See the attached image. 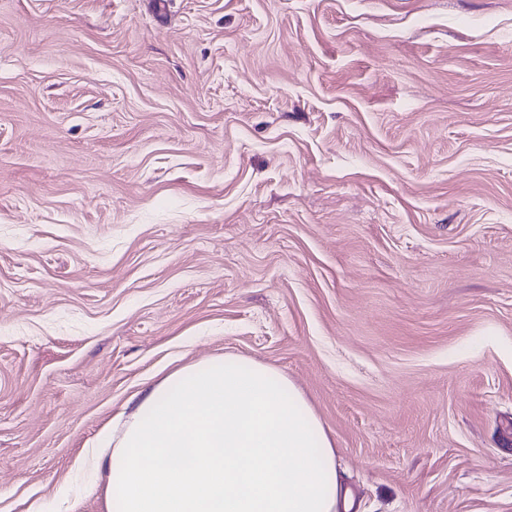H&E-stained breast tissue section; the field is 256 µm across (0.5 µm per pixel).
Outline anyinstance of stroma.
<instances>
[{
	"label": "stroma",
	"instance_id": "35a3bbf8",
	"mask_svg": "<svg viewBox=\"0 0 512 512\" xmlns=\"http://www.w3.org/2000/svg\"><path fill=\"white\" fill-rule=\"evenodd\" d=\"M225 357L353 512H512V0H0V512Z\"/></svg>",
	"mask_w": 512,
	"mask_h": 512
}]
</instances>
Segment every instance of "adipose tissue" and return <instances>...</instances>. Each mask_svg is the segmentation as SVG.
Segmentation results:
<instances>
[{"label": "adipose tissue", "mask_w": 512, "mask_h": 512, "mask_svg": "<svg viewBox=\"0 0 512 512\" xmlns=\"http://www.w3.org/2000/svg\"><path fill=\"white\" fill-rule=\"evenodd\" d=\"M112 512H352L334 443L286 376L237 358L184 366L93 449Z\"/></svg>", "instance_id": "adipose-tissue-1"}]
</instances>
